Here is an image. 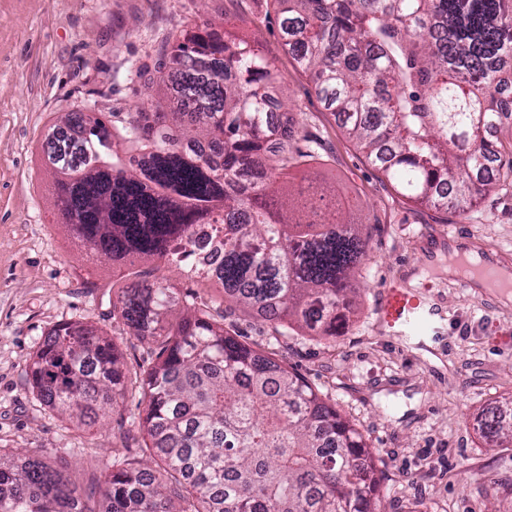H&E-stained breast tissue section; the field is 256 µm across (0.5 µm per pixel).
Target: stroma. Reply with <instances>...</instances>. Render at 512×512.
Returning <instances> with one entry per match:
<instances>
[{
  "label": "stroma",
  "instance_id": "1",
  "mask_svg": "<svg viewBox=\"0 0 512 512\" xmlns=\"http://www.w3.org/2000/svg\"><path fill=\"white\" fill-rule=\"evenodd\" d=\"M188 30L248 41L273 60L298 130L286 180L312 179L335 193L370 252L349 282L355 301L343 333L325 339L298 328L280 336L177 267L145 263L139 274L167 276L354 425L376 469L378 512H512V444L491 447L469 425L512 399V341L491 332L512 326V302L462 291L447 273L455 246L491 250L512 268V169L460 210L403 198L284 49L273 0H0V456L67 459L70 479L86 486L106 465L146 452L140 382L158 349L128 335L115 309L127 269L87 254L60 223L44 143L59 115L78 107L104 118L141 103L167 110L155 98L157 64ZM429 276L430 302L444 316L439 339L392 340L378 323L383 287ZM70 324L114 340L123 355L125 396L92 425L59 415L32 385L45 335Z\"/></svg>",
  "mask_w": 512,
  "mask_h": 512
}]
</instances>
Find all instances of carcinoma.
<instances>
[{"mask_svg":"<svg viewBox=\"0 0 512 512\" xmlns=\"http://www.w3.org/2000/svg\"><path fill=\"white\" fill-rule=\"evenodd\" d=\"M284 45L397 192L443 208L493 188L484 132L512 107L499 86L512 62V0H274ZM167 112L106 125L64 113L46 158L65 224L112 264H174L286 329L331 334L368 244L313 185L275 186L288 157L266 148L295 128L274 94L272 62L243 41L189 31L158 63ZM161 128L197 147L158 139ZM214 225V267L196 262L195 228ZM128 334L160 342L144 371L139 425L165 465L127 460L103 474L104 512H374L362 434L305 379L239 341L161 275L118 296ZM42 401L79 422L125 394L115 343L82 326L44 338L32 366ZM512 441L497 407L480 415ZM93 491L37 456L0 458V512H90Z\"/></svg>","mask_w":512,"mask_h":512,"instance_id":"cac0c4a2","label":"carcinoma"}]
</instances>
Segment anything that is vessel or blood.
Listing matches in <instances>:
<instances>
[{"label": "vessel or blood", "mask_w": 512, "mask_h": 512, "mask_svg": "<svg viewBox=\"0 0 512 512\" xmlns=\"http://www.w3.org/2000/svg\"><path fill=\"white\" fill-rule=\"evenodd\" d=\"M448 261L455 268V282L460 288H468L475 280L481 279L490 288L512 291V278L500 275L491 256L475 261L460 253L449 256ZM430 288L431 283L427 280L413 288L396 282L385 286L378 305L380 322L391 334L405 339L414 338L419 330L437 333L434 323L436 310L426 299Z\"/></svg>", "instance_id": "1"}]
</instances>
